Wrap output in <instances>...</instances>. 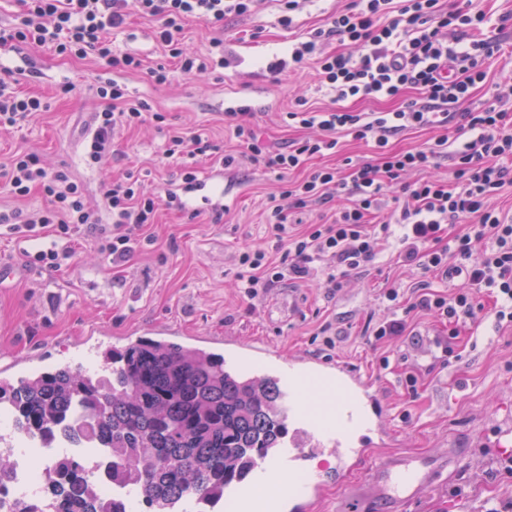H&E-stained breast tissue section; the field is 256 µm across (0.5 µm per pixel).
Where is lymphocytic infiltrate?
I'll list each match as a JSON object with an SVG mask.
<instances>
[{"instance_id": "f902f5d3", "label": "lymphocytic infiltrate", "mask_w": 512, "mask_h": 512, "mask_svg": "<svg viewBox=\"0 0 512 512\" xmlns=\"http://www.w3.org/2000/svg\"><path fill=\"white\" fill-rule=\"evenodd\" d=\"M17 24L0 27V48L33 43L61 57L94 54L113 71L99 77L97 95L108 105L94 118L84 148L88 166L102 164L112 153V140L121 127L161 120L148 102L130 99L116 80L119 72L146 71L162 85L174 75L202 76L224 65V19L254 11L257 0H14ZM156 24L154 39L173 59L145 67L140 55L116 53L114 33L124 31L131 14ZM197 19L214 36L206 54L188 53L183 45L186 21ZM503 20L477 8L445 6L443 0H349L331 13L323 26L294 43L287 62L270 63L300 73L315 70L332 104L323 109L302 108L289 120L307 129L308 137L292 149L276 152L262 141L247 120L233 128L240 148L262 162L281 183L270 197L268 234L288 259L279 265L260 249L240 253L238 279L248 299H256L285 277L323 278L329 290L341 288L351 270L372 262L386 247H394L398 262L421 270L465 275L470 287L452 294L424 292L407 299L397 287L383 294L391 310L373 332L375 339L397 338L407 330L406 314L416 309L433 312L448 322L447 338L438 340L442 356L454 353L452 341L461 325L481 322L492 313L497 326H512V216L492 200L512 188V107L501 94L476 97L491 71L503 80L512 72L497 67L502 44L497 36ZM394 99L396 108L363 112L347 108L349 99ZM41 96L17 90L12 73L0 67V128H15L45 111ZM441 128L444 136L407 152L391 151L392 138L412 129ZM371 144L378 163H356L347 171L323 167L304 180L290 182V172L314 156L335 150L337 134ZM209 138L199 134L169 135L162 155L178 163L185 184L197 179L186 155L210 153ZM449 162L448 179L424 178L411 184L401 176L412 170ZM0 184L16 196L37 192L47 208L26 214L0 211V227L23 237L52 236L49 247L30 254L31 264L54 272L72 259L74 237L94 236L99 251L121 265L142 245L152 243L148 232L159 206L184 211L174 192L159 197L143 180L127 173L104 193L111 223L87 205L85 188L67 171L48 172L40 156L18 150L0 162ZM351 196L349 207L333 221L304 223L301 209L311 203L328 204L336 194ZM395 204L390 218L376 212L383 195Z\"/></svg>"}]
</instances>
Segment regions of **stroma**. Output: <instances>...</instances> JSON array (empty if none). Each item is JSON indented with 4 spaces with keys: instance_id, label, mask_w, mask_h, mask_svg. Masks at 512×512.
Segmentation results:
<instances>
[{
    "instance_id": "obj_1",
    "label": "stroma",
    "mask_w": 512,
    "mask_h": 512,
    "mask_svg": "<svg viewBox=\"0 0 512 512\" xmlns=\"http://www.w3.org/2000/svg\"><path fill=\"white\" fill-rule=\"evenodd\" d=\"M344 3L306 0L288 30L278 23V0H259L251 14L226 17L222 69L166 85L151 83L141 72L121 75L131 95L147 100L166 121L119 131L111 157L94 168L85 165L83 147L95 112L105 106L96 94L101 66L95 56L61 58L34 45L0 52V64L19 74V91L49 104L23 127L0 129V157L22 147L38 153L48 168H67L84 184L93 208L101 206L113 179L133 169L144 174L148 189L173 190L199 212L190 219L159 209L150 228L153 244L138 248L118 268L91 236L80 240L70 265L58 272L28 263L35 242L0 236V261L14 270L0 280V364L12 363L13 379L64 365L95 370L106 349L160 332L189 343L201 336H236L288 355L342 361L367 374L386 403L395 452L433 456L448 448L456 457L447 478L424 490L409 512H499L512 501V476L498 469L489 421L503 404L512 405V328H497L486 317L478 330L456 339L457 357L447 364L438 360L435 340L447 335L448 325L434 313L413 311L408 336L375 340L371 329L388 313L385 289H408L419 279L388 252L350 272L340 291L329 292L316 280L286 279L247 299L238 288L237 256L248 246L274 251L266 215L279 181L248 158L229 172L199 157L197 191L186 188L176 165L160 159L169 126L188 136L206 134L220 151H234L224 100L241 94L255 99L252 122L271 149H287L303 137L304 129L289 124L287 113L300 99L329 105L326 89L315 71L273 75L266 65L287 58L293 40L323 25ZM153 26L150 19L131 16L126 32L113 36L114 48L140 54L151 65L166 61L151 39ZM65 83L73 92L59 94ZM348 158L373 162L377 156L370 145L343 137L336 154L312 158L292 177L304 179L324 165L343 167ZM207 197L226 198L222 223H212L203 204ZM326 323L337 335L329 351L315 339ZM410 373L418 378L416 386L406 382ZM369 480L368 467L353 471L329 485L312 512H375L357 494Z\"/></svg>"
}]
</instances>
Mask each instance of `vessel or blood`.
Listing matches in <instances>:
<instances>
[{"label": "vessel or blood", "instance_id": "1", "mask_svg": "<svg viewBox=\"0 0 512 512\" xmlns=\"http://www.w3.org/2000/svg\"><path fill=\"white\" fill-rule=\"evenodd\" d=\"M224 357L248 356L253 372L280 383L278 410L290 434L283 448L260 460L249 482L225 493L230 512H308L325 488L358 469L367 448L350 445L349 429L366 420L378 445H385L383 409L373 383L347 363L287 356L264 343L227 336ZM450 464L391 453L372 469L369 494L382 512H404L420 488L439 481Z\"/></svg>", "mask_w": 512, "mask_h": 512}]
</instances>
